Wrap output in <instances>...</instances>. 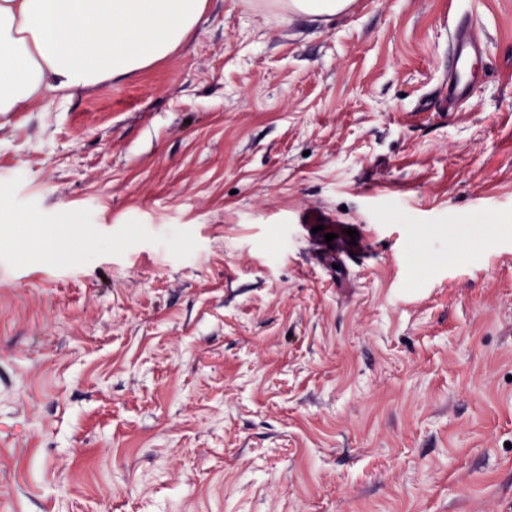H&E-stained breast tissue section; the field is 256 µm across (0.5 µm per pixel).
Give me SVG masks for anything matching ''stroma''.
<instances>
[{
	"label": "stroma",
	"mask_w": 512,
	"mask_h": 512,
	"mask_svg": "<svg viewBox=\"0 0 512 512\" xmlns=\"http://www.w3.org/2000/svg\"><path fill=\"white\" fill-rule=\"evenodd\" d=\"M0 512H512V0H208L0 114ZM283 8L293 13L313 17H332L344 10L348 0H279ZM453 41V53L448 58V97L459 103L469 94L468 77L483 49L480 40L465 23L455 28Z\"/></svg>",
	"instance_id": "obj_1"
}]
</instances>
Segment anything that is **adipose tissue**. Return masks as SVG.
<instances>
[{
    "instance_id": "adipose-tissue-1",
    "label": "adipose tissue",
    "mask_w": 512,
    "mask_h": 512,
    "mask_svg": "<svg viewBox=\"0 0 512 512\" xmlns=\"http://www.w3.org/2000/svg\"><path fill=\"white\" fill-rule=\"evenodd\" d=\"M207 0H0V113L120 79L177 51Z\"/></svg>"
}]
</instances>
